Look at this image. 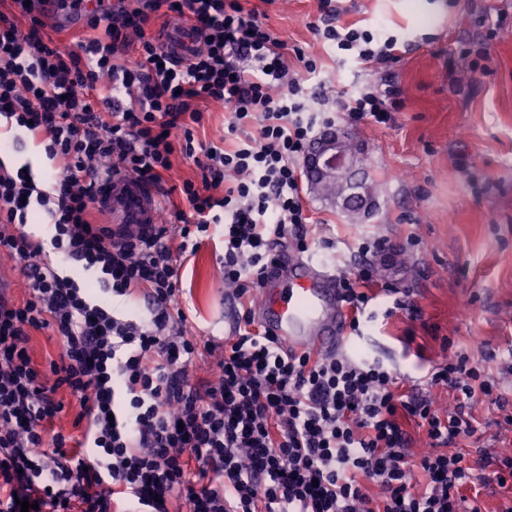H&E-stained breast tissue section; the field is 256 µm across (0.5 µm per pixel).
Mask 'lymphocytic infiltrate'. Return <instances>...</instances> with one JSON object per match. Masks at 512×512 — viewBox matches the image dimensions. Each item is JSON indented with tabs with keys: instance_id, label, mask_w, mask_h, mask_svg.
<instances>
[{
	"instance_id": "lymphocytic-infiltrate-1",
	"label": "lymphocytic infiltrate",
	"mask_w": 512,
	"mask_h": 512,
	"mask_svg": "<svg viewBox=\"0 0 512 512\" xmlns=\"http://www.w3.org/2000/svg\"><path fill=\"white\" fill-rule=\"evenodd\" d=\"M163 9L187 21L198 49L181 56L146 36ZM339 15L328 9L313 28L339 60L374 70L397 61L396 37ZM44 27L25 0H0V118L53 163L41 185L0 167V252L19 260L27 286L0 298V512H21L23 499L38 512H482L465 490L512 482V452L469 464L456 447L479 431L476 397L503 410L502 430L512 413L468 358L436 365L414 394L364 352L287 353L248 309L221 346L184 328L178 259L222 225L224 284L242 298L278 250L308 252L301 159L337 118L392 122L400 88L367 86L337 114L311 109L299 75H319L318 59L288 48L243 0H118L65 49ZM203 99L229 111L219 141L198 136ZM177 151L197 173L178 188L175 223L136 235L96 224L101 178L120 170L162 184ZM34 204L50 240L22 229ZM383 248L360 243L336 278L359 337L408 306L377 281L371 257ZM61 264L97 272L102 293ZM137 294L142 308L116 307ZM44 329L60 348L39 364L28 342ZM203 352L214 357L208 376L191 381ZM439 389L454 393L453 407L439 405ZM62 391L80 406L76 443L55 428ZM411 425L426 433L418 454Z\"/></svg>"
}]
</instances>
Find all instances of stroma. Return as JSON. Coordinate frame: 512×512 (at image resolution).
Listing matches in <instances>:
<instances>
[{
	"instance_id": "35a3bbf8",
	"label": "stroma",
	"mask_w": 512,
	"mask_h": 512,
	"mask_svg": "<svg viewBox=\"0 0 512 512\" xmlns=\"http://www.w3.org/2000/svg\"><path fill=\"white\" fill-rule=\"evenodd\" d=\"M250 4L264 7L266 27L288 47L318 57L322 72L308 92L351 95L381 79L403 92L392 124L340 128L359 140L357 176L381 185L368 216H349L302 181L318 239L341 251L386 240L380 274L416 306L379 319L370 336L351 340L350 353L375 352L410 384L442 358L464 355L498 375L512 404V373L502 371L512 361V0H341V22L379 24L403 42L380 73L339 62L314 36L319 0ZM482 49L486 69H470ZM223 262L217 233L182 264L187 332L222 333ZM473 415L483 435L460 445L466 460L480 447L512 448L497 406L475 400Z\"/></svg>"
}]
</instances>
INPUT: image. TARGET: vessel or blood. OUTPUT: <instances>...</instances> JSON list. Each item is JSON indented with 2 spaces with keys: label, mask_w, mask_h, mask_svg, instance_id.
Returning <instances> with one entry per match:
<instances>
[{
  "label": "vessel or blood",
  "mask_w": 512,
  "mask_h": 512,
  "mask_svg": "<svg viewBox=\"0 0 512 512\" xmlns=\"http://www.w3.org/2000/svg\"><path fill=\"white\" fill-rule=\"evenodd\" d=\"M111 7L112 0H82L72 24L84 25ZM95 194L98 207L116 228L136 233L156 221L158 194L146 181L116 173L101 180ZM277 263L287 271L286 282L279 288L262 285L254 308L260 328L294 354L330 356L343 351L348 313L340 302L335 275L292 248L279 252Z\"/></svg>",
  "instance_id": "vessel-or-blood-1"
}]
</instances>
